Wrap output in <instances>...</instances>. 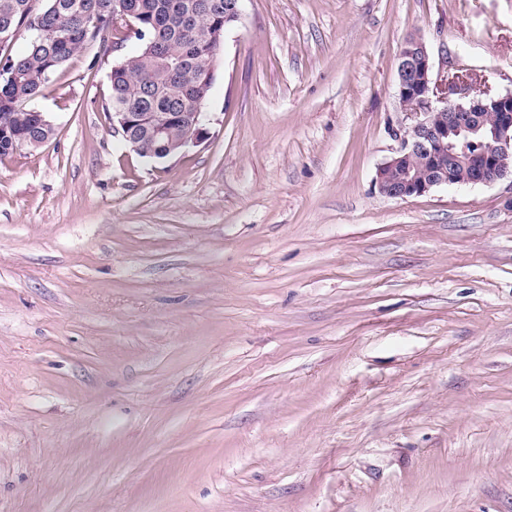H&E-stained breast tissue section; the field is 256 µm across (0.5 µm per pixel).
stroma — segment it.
Here are the masks:
<instances>
[{
    "mask_svg": "<svg viewBox=\"0 0 512 512\" xmlns=\"http://www.w3.org/2000/svg\"><path fill=\"white\" fill-rule=\"evenodd\" d=\"M412 36L512 92V0H244L162 161L63 65L0 158V512H512V181L379 192Z\"/></svg>",
    "mask_w": 512,
    "mask_h": 512,
    "instance_id": "obj_1",
    "label": "stroma"
}]
</instances>
